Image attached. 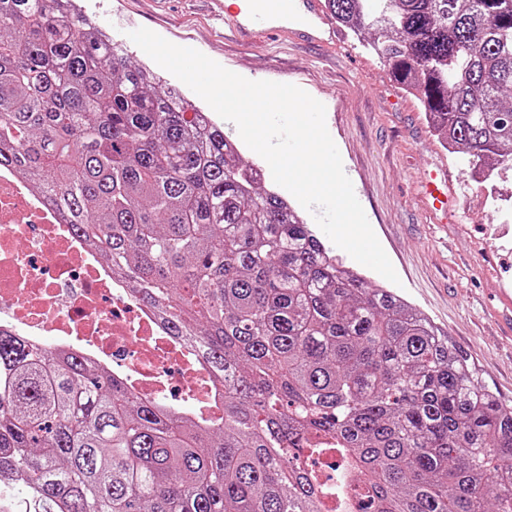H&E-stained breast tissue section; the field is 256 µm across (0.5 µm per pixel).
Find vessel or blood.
<instances>
[{
	"label": "vessel or blood",
	"mask_w": 512,
	"mask_h": 512,
	"mask_svg": "<svg viewBox=\"0 0 512 512\" xmlns=\"http://www.w3.org/2000/svg\"><path fill=\"white\" fill-rule=\"evenodd\" d=\"M224 14V26L240 43L249 44L257 36L285 35L301 31L318 43L334 40L333 21L322 0H269L266 8L257 0H213ZM425 195L444 218L454 217L457 197L443 169L427 173L423 181Z\"/></svg>",
	"instance_id": "vessel-or-blood-1"
}]
</instances>
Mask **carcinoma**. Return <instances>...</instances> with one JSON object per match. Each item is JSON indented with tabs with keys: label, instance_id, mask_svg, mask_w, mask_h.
<instances>
[{
	"label": "carcinoma",
	"instance_id": "obj_1",
	"mask_svg": "<svg viewBox=\"0 0 512 512\" xmlns=\"http://www.w3.org/2000/svg\"><path fill=\"white\" fill-rule=\"evenodd\" d=\"M326 7L450 153L512 168V0ZM7 167L224 385L202 423L0 331V491L29 512H512V399L77 0H0Z\"/></svg>",
	"mask_w": 512,
	"mask_h": 512
}]
</instances>
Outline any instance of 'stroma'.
<instances>
[{"label": "stroma", "mask_w": 512, "mask_h": 512, "mask_svg": "<svg viewBox=\"0 0 512 512\" xmlns=\"http://www.w3.org/2000/svg\"><path fill=\"white\" fill-rule=\"evenodd\" d=\"M108 36L148 28L247 79L296 85L324 104L326 126L400 283L398 292L512 399V170L483 178L445 150L419 104L351 35L323 47L299 34L236 41L207 0H80ZM459 188V219L443 224L417 184L434 163Z\"/></svg>", "instance_id": "stroma-1"}]
</instances>
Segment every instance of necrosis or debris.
Masks as SVG:
<instances>
[{"mask_svg": "<svg viewBox=\"0 0 512 512\" xmlns=\"http://www.w3.org/2000/svg\"><path fill=\"white\" fill-rule=\"evenodd\" d=\"M0 329L77 354L161 406L179 381L192 392L180 412L207 421L224 409L191 344L168 336L152 309L9 169L0 170Z\"/></svg>", "mask_w": 512, "mask_h": 512, "instance_id": "4bbe7bcc", "label": "necrosis or debris"}]
</instances>
